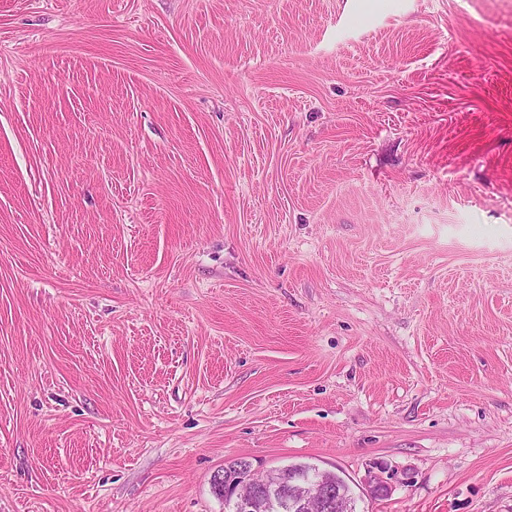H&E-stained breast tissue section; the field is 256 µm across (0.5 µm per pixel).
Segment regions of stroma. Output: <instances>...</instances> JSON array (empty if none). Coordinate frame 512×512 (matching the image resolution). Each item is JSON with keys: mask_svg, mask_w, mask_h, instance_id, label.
<instances>
[{"mask_svg": "<svg viewBox=\"0 0 512 512\" xmlns=\"http://www.w3.org/2000/svg\"><path fill=\"white\" fill-rule=\"evenodd\" d=\"M237 458L512 512V0H0V512Z\"/></svg>", "mask_w": 512, "mask_h": 512, "instance_id": "stroma-1", "label": "stroma"}]
</instances>
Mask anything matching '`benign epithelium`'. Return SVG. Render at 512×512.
I'll return each mask as SVG.
<instances>
[{
  "instance_id": "7a95c632",
  "label": "benign epithelium",
  "mask_w": 512,
  "mask_h": 512,
  "mask_svg": "<svg viewBox=\"0 0 512 512\" xmlns=\"http://www.w3.org/2000/svg\"><path fill=\"white\" fill-rule=\"evenodd\" d=\"M355 502L350 485L332 471L301 479L289 465L263 473L249 461L224 467L225 512H356Z\"/></svg>"
}]
</instances>
